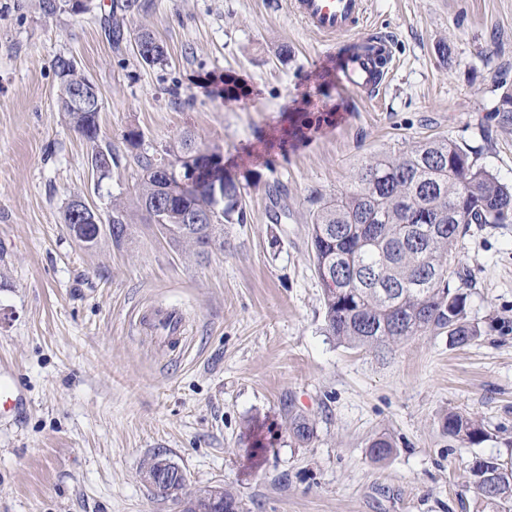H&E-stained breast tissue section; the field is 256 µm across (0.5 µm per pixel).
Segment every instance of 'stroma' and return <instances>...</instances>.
Listing matches in <instances>:
<instances>
[{
	"label": "stroma",
	"instance_id": "stroma-1",
	"mask_svg": "<svg viewBox=\"0 0 512 512\" xmlns=\"http://www.w3.org/2000/svg\"><path fill=\"white\" fill-rule=\"evenodd\" d=\"M143 2L117 48L112 0H60L51 16L0 0V363L21 395L0 415V512H180L141 478L157 451L188 490L224 487L244 512H512L467 479L479 457L512 465V223L470 225L453 247L477 340L429 332L384 358L328 334L311 251L317 199L376 154L445 138L512 185V122L496 112L512 95V0H367L368 28L393 41L374 101L340 89L289 0ZM142 29L165 64L138 56ZM60 55L100 92L99 138L120 154L107 177L57 109ZM188 131L222 157L246 214L202 261L135 199L134 154ZM76 198L103 215L123 201L126 238L75 239L62 214ZM166 309L185 320L176 351L141 323ZM451 410L492 440H448ZM292 412L312 422L308 442ZM144 38V42L140 41ZM137 53L141 60L147 65H162L167 60V51L161 43L149 30L142 29L138 31L134 38Z\"/></svg>",
	"mask_w": 512,
	"mask_h": 512
}]
</instances>
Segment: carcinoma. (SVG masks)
<instances>
[{
    "mask_svg": "<svg viewBox=\"0 0 512 512\" xmlns=\"http://www.w3.org/2000/svg\"><path fill=\"white\" fill-rule=\"evenodd\" d=\"M138 7V0H112L113 45L125 40L124 16ZM134 41L145 64L166 62L165 46L150 31H138ZM53 69L59 80L58 111L95 143L92 163L102 165L103 176H108L117 155L112 146L97 145L101 106L95 85L71 58L58 56ZM78 88L92 97L91 107H75ZM172 154L168 149L156 158L134 156L141 170L137 204L175 248H188L204 259L224 250V224L244 222L241 186L224 177V193L215 201L203 193L180 191L163 212L158 201L167 180L160 169ZM74 204L67 205L64 223L90 246L98 237L96 225L80 223ZM510 217L512 186L499 182L447 139L420 141L398 153L372 157L358 168L350 188L323 201L313 214V259L330 335L380 354L434 330L448 332L454 345L470 344L478 333L467 320V296L450 285L453 279L466 280V273L452 263L451 249L468 225ZM107 224L115 240L126 237L124 204H112ZM289 429L303 443L314 434L313 425L300 414L289 416ZM442 431L448 439L469 445L492 438L483 424L457 411L448 412ZM468 479L490 504L512 500V467L494 457L475 460Z\"/></svg>",
    "mask_w": 512,
    "mask_h": 512,
    "instance_id": "cac0c4a2",
    "label": "carcinoma"
}]
</instances>
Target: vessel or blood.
I'll return each instance as SVG.
<instances>
[{
  "mask_svg": "<svg viewBox=\"0 0 512 512\" xmlns=\"http://www.w3.org/2000/svg\"><path fill=\"white\" fill-rule=\"evenodd\" d=\"M291 13L324 43L344 39L332 63L338 82L353 97L373 99L387 84L384 66L393 53L391 40L376 32H360L366 15V0H290ZM163 347L176 349L183 342V320L173 310L148 318Z\"/></svg>",
  "mask_w": 512,
  "mask_h": 512,
  "instance_id": "vessel-or-blood-1",
  "label": "vessel or blood"
}]
</instances>
